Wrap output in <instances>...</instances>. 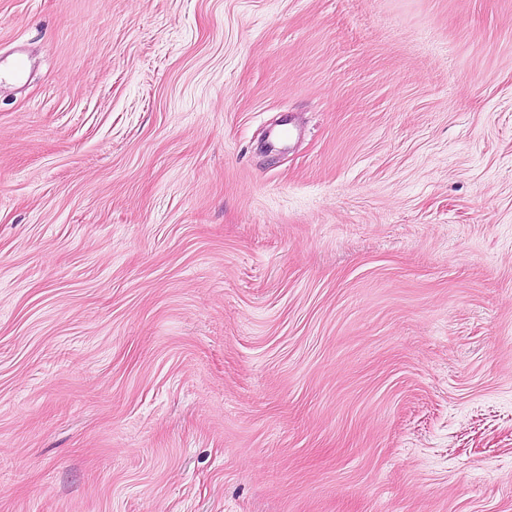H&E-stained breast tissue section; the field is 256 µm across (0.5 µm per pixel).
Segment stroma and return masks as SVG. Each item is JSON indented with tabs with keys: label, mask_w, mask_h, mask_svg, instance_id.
Wrapping results in <instances>:
<instances>
[{
	"label": "stroma",
	"mask_w": 512,
	"mask_h": 512,
	"mask_svg": "<svg viewBox=\"0 0 512 512\" xmlns=\"http://www.w3.org/2000/svg\"><path fill=\"white\" fill-rule=\"evenodd\" d=\"M20 46L0 512H512V0H0Z\"/></svg>",
	"instance_id": "35a3bbf8"
}]
</instances>
